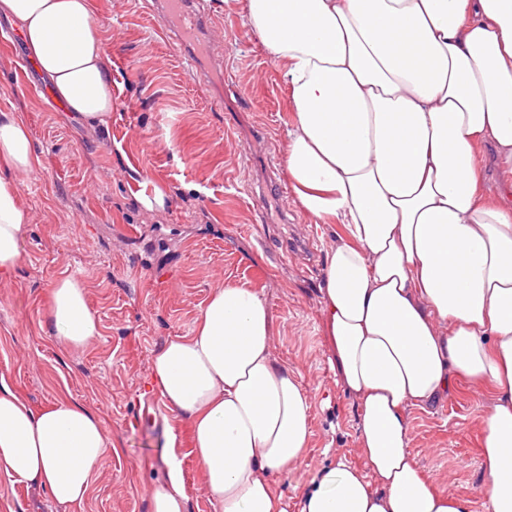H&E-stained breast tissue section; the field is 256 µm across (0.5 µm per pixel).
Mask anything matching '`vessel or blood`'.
I'll list each match as a JSON object with an SVG mask.
<instances>
[{"instance_id": "obj_1", "label": "vessel or blood", "mask_w": 512, "mask_h": 512, "mask_svg": "<svg viewBox=\"0 0 512 512\" xmlns=\"http://www.w3.org/2000/svg\"><path fill=\"white\" fill-rule=\"evenodd\" d=\"M152 7L161 19L158 33L172 50H187L192 36L210 42L216 22L197 0H153Z\"/></svg>"}]
</instances>
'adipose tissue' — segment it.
<instances>
[{"label":"adipose tissue","mask_w":512,"mask_h":512,"mask_svg":"<svg viewBox=\"0 0 512 512\" xmlns=\"http://www.w3.org/2000/svg\"><path fill=\"white\" fill-rule=\"evenodd\" d=\"M244 26L279 65L294 107L286 170L301 208L342 225L320 316L358 407L363 467L317 471L299 512H471L436 490L409 450V413L462 377L488 389L486 512H512V0H240ZM55 98L89 122L112 110L103 32L89 0H0ZM498 171L485 181L479 149ZM29 131L0 113V166L32 171ZM32 220L0 177V274ZM52 334L80 349L100 334L82 281L52 287ZM262 294L224 283L192 332L153 352L150 381L187 419L214 512H285L275 480L311 438L310 400L272 355ZM116 446L100 417L58 400L36 409L0 377V474L58 506L87 497ZM149 488L150 512H187L180 467Z\"/></svg>","instance_id":"ef3b65f1"}]
</instances>
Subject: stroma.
Returning <instances> with one entry per match:
<instances>
[{"instance_id": "obj_1", "label": "stroma", "mask_w": 512, "mask_h": 512, "mask_svg": "<svg viewBox=\"0 0 512 512\" xmlns=\"http://www.w3.org/2000/svg\"><path fill=\"white\" fill-rule=\"evenodd\" d=\"M110 61L113 107L105 122L75 120L51 91L17 72L28 52L0 20V113L27 126L38 161L16 176L32 222L21 264L0 279V375L34 408L75 401L96 411L119 451L97 465L83 503L49 505L36 489L0 476V512H150L148 488L172 448L189 512H213L188 421L131 419L160 397L148 386L152 353L190 333L224 282L261 292L276 326L272 351L311 400L312 437L288 479L286 512H299L311 477L343 458L361 465L356 410L330 363L319 313L325 255L341 225L313 223L293 201L285 130L294 108L280 70L242 24L238 0H205L221 24L211 56L223 70L196 74L157 35L145 0H91ZM165 193L146 209L143 195ZM84 282L101 334L82 349L60 344L46 317L53 284ZM486 392L454 393L411 413L410 450L436 489L484 512L480 444Z\"/></svg>"}]
</instances>
